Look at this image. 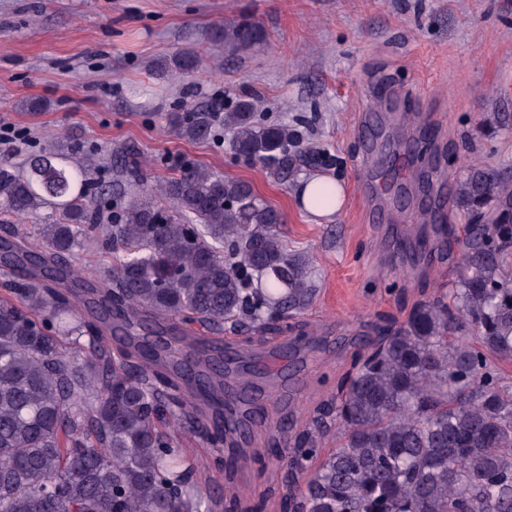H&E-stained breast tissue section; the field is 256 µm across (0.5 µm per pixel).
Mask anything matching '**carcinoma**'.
Segmentation results:
<instances>
[{
  "label": "carcinoma",
  "mask_w": 512,
  "mask_h": 512,
  "mask_svg": "<svg viewBox=\"0 0 512 512\" xmlns=\"http://www.w3.org/2000/svg\"><path fill=\"white\" fill-rule=\"evenodd\" d=\"M248 20L224 26V46L264 40ZM196 58L164 59L187 74ZM234 152L277 173L324 162L286 125H260L253 102L226 112ZM213 112L173 115L171 130L214 135ZM91 162L68 147L0 162V214L48 212L38 245L3 241L21 278L0 298V512H201L196 464L159 423L194 424L179 400L185 370L143 340L112 347L143 323L197 350L186 326L228 322L273 328L313 299L310 258L288 252L281 212L246 180L184 163L146 195L112 192L104 221ZM453 203L468 224L450 297L419 302L382 330L297 444L279 448L297 468L317 459L290 512H512V390L492 360L512 361V178L475 164ZM123 252L112 275L69 288L76 247ZM89 337L79 355L66 350ZM198 385L219 398L221 359L201 360ZM336 424L340 444L318 448Z\"/></svg>",
  "instance_id": "carcinoma-1"
}]
</instances>
